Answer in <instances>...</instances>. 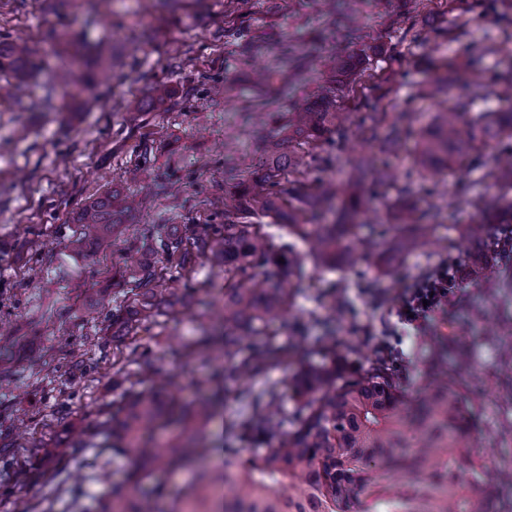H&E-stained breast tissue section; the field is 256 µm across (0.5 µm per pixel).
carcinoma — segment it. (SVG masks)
I'll list each match as a JSON object with an SVG mask.
<instances>
[{
  "label": "carcinoma",
  "instance_id": "cac0c4a2",
  "mask_svg": "<svg viewBox=\"0 0 512 512\" xmlns=\"http://www.w3.org/2000/svg\"><path fill=\"white\" fill-rule=\"evenodd\" d=\"M374 0H320L331 24L361 14ZM93 23L111 0H81ZM56 60L58 81L81 85L90 70L108 61V50L98 47L86 54L67 32L47 30L36 42L0 44V72L24 79L36 62ZM339 48L321 57L328 74L325 94L288 113V126L275 142L259 141L255 152L264 172L251 181L224 191V223L178 224L172 229L136 239L132 249L159 253L166 265L138 262L125 279L127 303L112 313V348L129 350L137 375L150 378L152 386L139 391L131 386L112 404V422L105 423L112 438L133 450L142 479L159 469L177 470L202 465L210 449L194 439L193 422L210 418L213 404L207 399L182 413L179 434L159 446L152 433L168 427L178 405L172 381L160 375L153 360L138 351L137 329L158 323V318L181 319L184 302L166 288L171 268L189 270L205 258L233 274L224 289V384L242 382L291 358L292 352L273 350L244 340L263 334L269 321L279 318L290 300L300 295L305 283L303 259L325 269H343L363 255H375L385 271L390 257L432 240L438 214L410 203V175L393 165L378 167L372 157L361 155L344 178H311L310 165L292 157L291 147L306 145L316 166L332 170L347 148L349 113L338 101L356 88L351 77L355 64ZM450 75H437L425 93L440 99L448 93ZM512 103V64L498 74L497 83L481 81L468 88L471 100L489 92ZM463 104L436 112L415 132L409 112H365L357 126L360 137L378 143L392 155L415 137L413 167L418 174L454 170L471 157L480 141L492 153L468 164L460 191L472 208L464 236L479 249L504 250L508 242L484 235V224L495 216L512 217V112H485L467 116ZM291 178L284 181V174ZM381 188L393 198V220L377 226L358 223L366 193ZM496 195L489 194V189ZM137 207L136 196L109 190L79 212L80 232L72 241L76 252H85L113 236L122 216ZM336 213V223L325 222V212ZM285 215L279 233L262 224H249L252 215ZM282 243L274 244V239ZM305 246L297 250L296 242ZM211 338L203 333L184 347L190 360L205 354ZM472 355L460 350L455 365L439 356L421 390L413 394L400 382L394 367L373 359L355 373L336 370V358L316 363L298 362L292 378V409L284 407L273 388L252 396L245 421L230 425L227 436L240 430L254 452L241 458L243 449L224 447L223 502L209 507L215 482L200 474L186 495V512H493L477 486L512 484V468L488 469L476 458L473 433L475 405L465 394L459 368ZM99 512H163L152 493H112Z\"/></svg>",
  "mask_w": 512,
  "mask_h": 512
}]
</instances>
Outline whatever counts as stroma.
<instances>
[{"label":"stroma","mask_w":512,"mask_h":512,"mask_svg":"<svg viewBox=\"0 0 512 512\" xmlns=\"http://www.w3.org/2000/svg\"><path fill=\"white\" fill-rule=\"evenodd\" d=\"M155 4L112 0L91 27L83 9L66 0H0V42L19 36L35 41L58 28L81 42L108 41L112 52L111 68L86 95L58 86L51 60L21 84L0 75V327L9 329L15 343V364L0 380V443L10 447L0 456V512H98L99 500L113 488L130 489L133 455L112 454L100 434L134 369L112 350L110 320L124 301L125 285L114 273L123 265L128 243L166 224L223 223L216 199L261 174L254 144L281 137L280 126L261 124L251 112L225 110L218 89L252 96L255 72L266 66L280 72L267 111L284 116L294 103L321 93L318 72L297 73L286 60L241 51L245 44H299L325 31L317 0H206L201 8L191 2L164 29L154 24ZM355 27L351 48L367 57L362 84L374 75L381 78L378 89L344 98V111L356 115L371 104L383 112L414 113L417 126H424L436 106L417 90L432 78L434 62L455 61L490 78L512 58V7L506 0H430L418 14L406 12L403 0L390 7L380 2ZM443 27L453 28L454 37H437ZM485 39L491 50H480ZM158 83L171 90L161 105L149 100ZM51 85L57 100L67 103L66 112L40 104L29 108V101L39 102ZM88 95L97 104L84 112L79 105ZM137 164L158 180L179 183L180 192L145 196L113 237L90 252H71L76 214L106 190L128 191L127 173ZM456 181L453 174L413 178L415 202L447 204L454 214L438 227L434 250H409L381 276L366 264L328 271L305 261L310 294L298 296L283 320L269 323L267 341L318 361L322 340L330 336L354 368L380 356L393 328L396 296L424 272L460 257L458 227L468 222L471 208L456 193ZM34 265L43 266L44 273L32 287L26 273ZM223 286V270L200 261L190 277L174 276L171 287L208 298V305H194L180 322L138 335L156 367L171 377L180 404L202 393L213 397L216 414L199 431L213 449L212 471L224 467L226 429L240 419L248 396L270 386L287 393L291 372L282 363L228 390L223 350L207 360L181 358L183 346L200 334L198 313L219 326ZM317 295L345 297L350 304L332 318L314 303ZM94 302L101 316L92 321L85 310ZM462 322L470 325L462 344L473 355L466 376L485 438L481 453L489 465L512 464L499 353L501 343L512 342L511 289L464 283L444 313L416 337L413 352L398 367L402 383L418 390L434 338L451 335ZM75 347L84 353L86 372L69 365ZM194 479L189 469L158 471L142 486H161L160 508L178 512Z\"/></svg>","instance_id":"35a3bbf8"}]
</instances>
